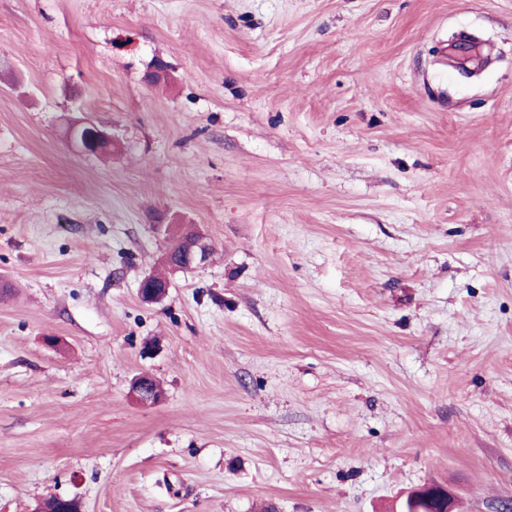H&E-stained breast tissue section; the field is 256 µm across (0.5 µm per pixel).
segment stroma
Returning <instances> with one entry per match:
<instances>
[{"mask_svg":"<svg viewBox=\"0 0 512 512\" xmlns=\"http://www.w3.org/2000/svg\"><path fill=\"white\" fill-rule=\"evenodd\" d=\"M432 482L512 501V0H0V512ZM154 282L158 284H164L162 286L153 283L152 276L145 277L139 287V297L144 303H154L161 299L166 293L167 289L170 288V281L166 278L159 276L153 277Z\"/></svg>","mask_w":512,"mask_h":512,"instance_id":"1","label":"stroma"}]
</instances>
